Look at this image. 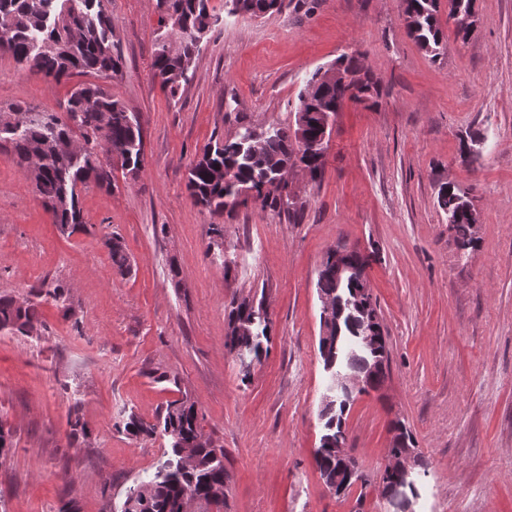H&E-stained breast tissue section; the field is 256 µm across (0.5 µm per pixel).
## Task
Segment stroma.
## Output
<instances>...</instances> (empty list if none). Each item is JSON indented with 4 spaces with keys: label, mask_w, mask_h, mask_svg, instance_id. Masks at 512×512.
<instances>
[{
    "label": "stroma",
    "mask_w": 512,
    "mask_h": 512,
    "mask_svg": "<svg viewBox=\"0 0 512 512\" xmlns=\"http://www.w3.org/2000/svg\"><path fill=\"white\" fill-rule=\"evenodd\" d=\"M476 6L470 40L444 23L448 53L435 61L408 35L400 0H292L262 18L228 16L174 100L153 78V0H109L121 57L110 90L141 118L142 171L113 166L111 190L81 197L86 230L67 235L0 154V296L30 298L46 278L66 294L39 304L37 334L0 331V424L12 431L0 512H120L169 449L122 421L156 423L185 396L224 448V512H393L379 472L397 418L419 457L413 512H512V0ZM354 51L382 96L337 113L321 180L296 173L300 223L257 204L215 217L192 203L187 168L204 145L233 134L241 114L292 123L309 74ZM82 81L0 55L2 107L59 112ZM468 131L482 139L471 166L460 159ZM444 183L476 205L475 248L453 239L437 204ZM110 237L130 271L113 266ZM344 248L370 257L390 364L383 389L346 414V450L370 481L362 500L330 492L316 463L329 378L317 273ZM258 290L273 332L246 382L224 348L225 308ZM74 411L86 439L69 436Z\"/></svg>",
    "instance_id": "1"
}]
</instances>
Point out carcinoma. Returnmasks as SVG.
<instances>
[{
  "label": "carcinoma",
  "instance_id": "1",
  "mask_svg": "<svg viewBox=\"0 0 512 512\" xmlns=\"http://www.w3.org/2000/svg\"><path fill=\"white\" fill-rule=\"evenodd\" d=\"M210 0H156L159 25L165 29L155 41L152 69L154 78L174 99L188 80V72L199 53L200 40L221 17L213 12ZM286 0H225L229 15H266L279 12ZM439 0H403L409 35L426 55L435 60L445 54L448 39L442 28ZM459 12L472 18L468 26H455V37L465 43L474 32L478 16L475 0H457ZM115 25L105 7V0H0V54L11 56L30 73L60 80L74 74L90 75L102 83L76 85L70 93L63 114L41 110L36 106L10 105L14 115L24 116L23 125L0 127V152L6 154L35 182L36 190L53 223L64 233L72 234L85 226L81 196L90 188L112 187V152L121 153V167L132 174L144 165L141 125L122 102L112 97L106 83L119 73L120 56L114 40ZM332 68L357 90L355 101L373 102L380 97V85L360 65L357 54H343ZM321 69L311 73L299 95L295 126L268 127L267 138L254 141V126L239 125L235 134L216 139L204 146L201 155L190 164L187 188L194 204L212 214L231 212L240 207L243 189L259 193L261 208L290 223L301 218L303 206L292 207L283 194L287 168L301 167L312 178L322 176L324 155L299 152L294 133L316 140L322 133L324 117L340 111V91L336 84L320 78ZM439 208L448 215L453 239L460 249L474 245L473 226L477 218L466 194L441 186ZM112 264L119 271L128 269L127 254L116 238H109ZM336 250L327 253L318 273L319 297L329 302L321 311L319 351L324 366L343 361L348 372L332 376L345 381L359 380L363 385L379 384L385 375L378 360L385 356V346H356L359 336L382 331L377 302L367 278L363 277L367 258L350 252L347 266L360 274L336 275ZM36 296L59 301L64 287L56 281L43 280ZM261 308L250 299L231 301L227 316L224 348L239 363L243 379L267 355L272 321L252 320L253 311ZM38 311L33 301L20 303L12 297L0 298V330L24 333L35 329ZM321 411L325 433L316 449V461L324 484L340 495L355 484L366 488L367 476L355 461L342 454L346 446L344 414L354 394L362 390L349 386L336 389ZM124 430L135 437L151 435L155 427L146 426L134 416L124 422ZM162 432L169 437L170 452L153 476L134 483L126 492H135L132 509L121 512H184V496L191 493L197 502L213 512H224L228 473L217 455L224 448L204 437L195 403L182 398L167 403L162 413ZM415 440L408 430L391 443L388 457L401 461ZM403 472L394 470L380 477L382 494L401 512L400 504L416 497L414 483L400 490L395 484Z\"/></svg>",
  "mask_w": 512,
  "mask_h": 512
}]
</instances>
